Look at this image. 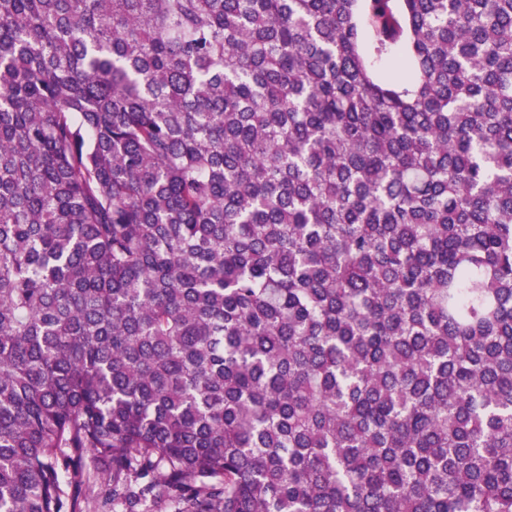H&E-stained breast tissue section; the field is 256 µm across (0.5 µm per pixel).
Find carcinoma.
<instances>
[{"label": "carcinoma", "mask_w": 512, "mask_h": 512, "mask_svg": "<svg viewBox=\"0 0 512 512\" xmlns=\"http://www.w3.org/2000/svg\"><path fill=\"white\" fill-rule=\"evenodd\" d=\"M512 512V0H0V512Z\"/></svg>", "instance_id": "carcinoma-1"}]
</instances>
